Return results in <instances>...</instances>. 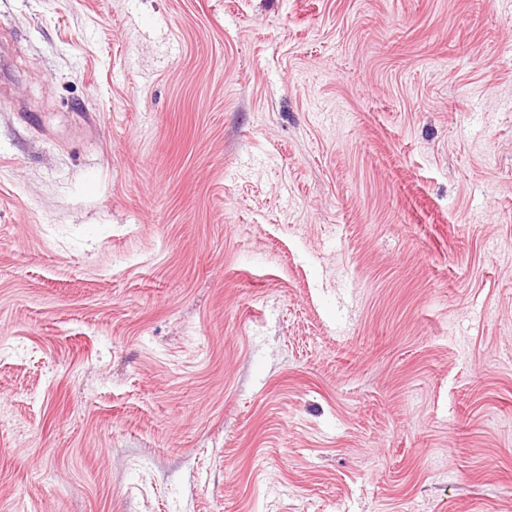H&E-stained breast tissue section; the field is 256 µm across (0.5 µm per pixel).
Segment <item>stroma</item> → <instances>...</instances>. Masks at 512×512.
Instances as JSON below:
<instances>
[{"label":"stroma","mask_w":512,"mask_h":512,"mask_svg":"<svg viewBox=\"0 0 512 512\" xmlns=\"http://www.w3.org/2000/svg\"><path fill=\"white\" fill-rule=\"evenodd\" d=\"M0 512H512V0H0Z\"/></svg>","instance_id":"35a3bbf8"}]
</instances>
